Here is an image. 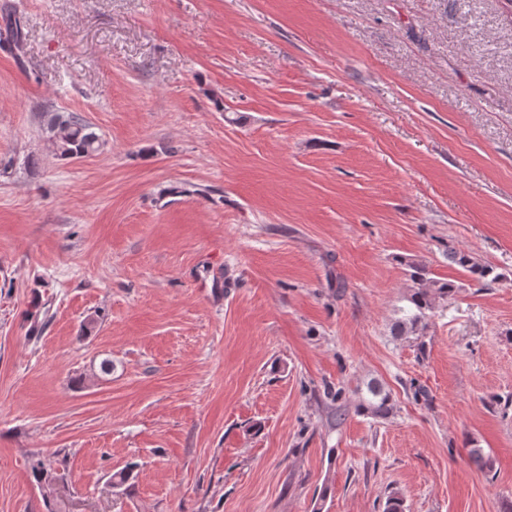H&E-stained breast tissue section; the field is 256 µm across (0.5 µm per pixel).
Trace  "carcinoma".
I'll return each instance as SVG.
<instances>
[{
	"label": "carcinoma",
	"instance_id": "carcinoma-1",
	"mask_svg": "<svg viewBox=\"0 0 512 512\" xmlns=\"http://www.w3.org/2000/svg\"><path fill=\"white\" fill-rule=\"evenodd\" d=\"M6 41L10 47L20 52L23 38L20 21L6 18ZM46 134L49 145L63 158H84L97 152L102 146L100 135L79 114L71 112L46 113ZM450 261L469 272L476 280L489 286L500 279L490 265L478 262L470 253L457 249L448 250ZM409 276L413 282L408 302L410 306L401 310L391 325V335L395 338L421 336L427 328L426 320L439 304L454 292L456 285L451 281L427 276L424 265L408 262ZM368 396L363 398L359 408L377 418H385L392 411L391 394L376 383L367 384Z\"/></svg>",
	"mask_w": 512,
	"mask_h": 512
}]
</instances>
